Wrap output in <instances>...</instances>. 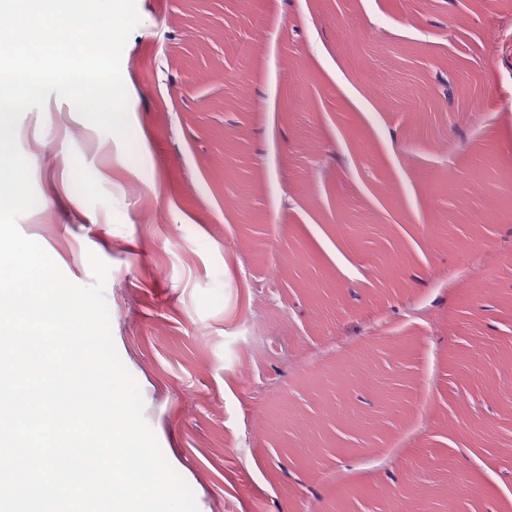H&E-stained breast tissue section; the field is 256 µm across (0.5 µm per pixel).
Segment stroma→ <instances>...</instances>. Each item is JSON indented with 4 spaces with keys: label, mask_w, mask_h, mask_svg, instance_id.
I'll return each mask as SVG.
<instances>
[{
    "label": "stroma",
    "mask_w": 512,
    "mask_h": 512,
    "mask_svg": "<svg viewBox=\"0 0 512 512\" xmlns=\"http://www.w3.org/2000/svg\"><path fill=\"white\" fill-rule=\"evenodd\" d=\"M136 8L137 157L49 95L18 226L199 512H512V0Z\"/></svg>",
    "instance_id": "1"
}]
</instances>
